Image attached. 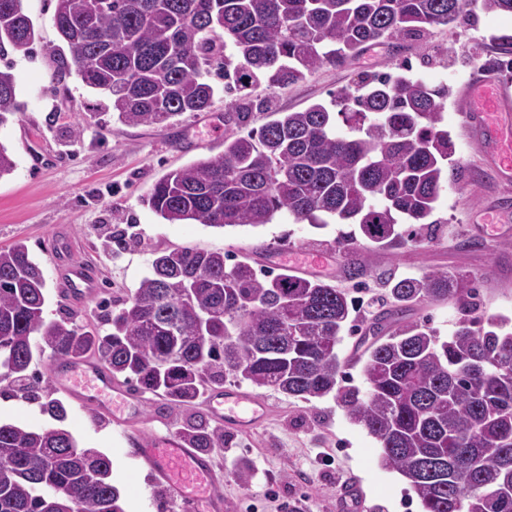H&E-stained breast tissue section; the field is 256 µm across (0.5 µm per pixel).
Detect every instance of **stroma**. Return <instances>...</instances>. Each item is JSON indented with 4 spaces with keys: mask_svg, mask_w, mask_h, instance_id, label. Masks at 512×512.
<instances>
[{
    "mask_svg": "<svg viewBox=\"0 0 512 512\" xmlns=\"http://www.w3.org/2000/svg\"><path fill=\"white\" fill-rule=\"evenodd\" d=\"M23 8L35 40L29 50L12 49L0 58V68L11 67L18 78L21 105L0 126V144L16 162L11 174L0 177V248L20 240L28 246L46 280V319L104 331L107 304L138 288L154 253L183 246L248 257L260 272L293 271L334 284L361 300L363 316L370 312L369 300L382 293L376 278L381 271L418 278L459 270L476 280L480 315L512 318V221L479 227L482 212L500 204L512 207V183L497 179L462 112L467 84L485 74L471 60L474 50H481L483 60L498 57L501 42L512 41V14L478 9L449 28L384 40L345 67L326 65L301 82L251 91L240 125L244 132L259 129L274 111L331 104L338 90L354 88L377 72L404 68L427 84L452 86L443 116L455 148V179L444 185L436 203V230L421 242L367 253L369 273L362 288L345 277V254L336 245L340 224L318 230L285 213L259 227L171 224L144 205L143 197L167 172L223 151L229 96L219 91L207 111L187 112L160 125L123 124L104 95L76 74L61 72L69 51L53 23L56 0H23ZM59 237L68 239L73 259L96 271L93 297L73 301L61 293L52 256ZM312 253L319 257L313 265L306 261ZM402 319L425 322L444 339L454 328L457 306L419 304ZM51 363L50 355H41L33 367L35 386H15L0 399V421L31 430L52 426L42 404L49 396L62 398L64 429L79 446L98 449L111 460L124 512H176L162 493L151 490L146 470L125 456L123 433L178 430L186 420L209 416L207 405L178 406L147 393L135 410L107 423L88 404L55 389ZM240 388L263 400L268 413L252 432L225 430L223 447L210 451L230 512H247L251 503L258 504V512H271L263 505L270 491L297 502L300 512H337L342 484L353 475L361 479L372 512H421L406 479L381 465L378 442L332 397L288 398L248 382Z\"/></svg>",
    "mask_w": 512,
    "mask_h": 512,
    "instance_id": "stroma-1",
    "label": "stroma"
}]
</instances>
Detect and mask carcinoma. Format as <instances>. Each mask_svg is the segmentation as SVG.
<instances>
[{
	"instance_id": "carcinoma-1",
	"label": "carcinoma",
	"mask_w": 512,
	"mask_h": 512,
	"mask_svg": "<svg viewBox=\"0 0 512 512\" xmlns=\"http://www.w3.org/2000/svg\"><path fill=\"white\" fill-rule=\"evenodd\" d=\"M23 0H0V53L34 42ZM512 14V0H57L53 17L82 83L107 95L126 125H158L211 106V66L226 90L278 87L323 65L344 67L383 39L449 26L473 7ZM17 77L0 70V126L19 111ZM451 87L377 74L316 103L282 112L258 131L232 132L224 151L174 169L143 202L171 224L262 226L286 212L323 229V216L359 226L377 249L429 235L442 184L455 169L442 126ZM342 117L341 132L334 116ZM409 225L403 231L400 226ZM347 273L367 275L357 239H337ZM364 333L367 391L344 386L336 347L358 331L355 300L319 279L259 276L220 251L158 254L134 294L112 304L109 332L48 320L46 280L27 245L0 248V383L31 377L36 352L97 357L140 389L194 405L208 386L248 381L310 400L331 395L378 442L422 512H512V330L478 315L471 275L387 280ZM455 299L442 340L422 322L385 332L395 313ZM43 411L62 422V400ZM192 448L224 447V430L199 419L181 429ZM112 462L64 429L0 423V512H123ZM474 486L483 493L474 495Z\"/></svg>"
}]
</instances>
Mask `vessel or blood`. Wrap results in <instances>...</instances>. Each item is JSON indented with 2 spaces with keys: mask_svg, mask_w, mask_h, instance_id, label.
Listing matches in <instances>:
<instances>
[{
  "mask_svg": "<svg viewBox=\"0 0 512 512\" xmlns=\"http://www.w3.org/2000/svg\"><path fill=\"white\" fill-rule=\"evenodd\" d=\"M465 108L478 133L484 153L503 181L512 180V127L504 116L512 111V97L494 78L476 80L467 90ZM63 291L73 298L93 295L97 281L83 263L72 262L58 270ZM55 386L98 413L114 417L132 406V393L113 381L102 366L83 361L58 360L50 367ZM207 405L213 417L226 428L255 429L266 414L265 405L250 393L231 387L211 389ZM127 457L146 467L151 484L178 512H225L224 495L214 471L212 458L200 449L188 447L180 433L148 436L137 431L127 434Z\"/></svg>",
  "mask_w": 512,
  "mask_h": 512,
  "instance_id": "1",
  "label": "vessel or blood"
}]
</instances>
